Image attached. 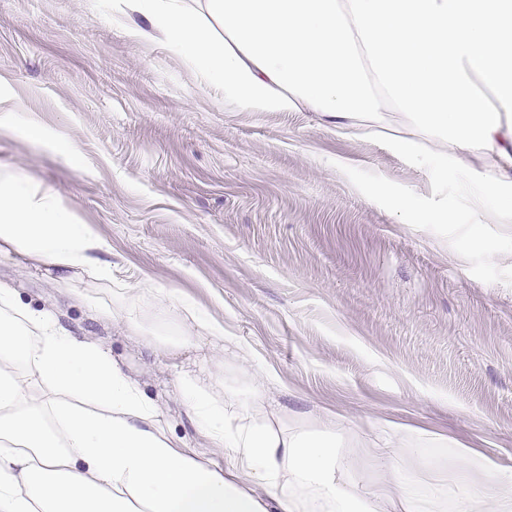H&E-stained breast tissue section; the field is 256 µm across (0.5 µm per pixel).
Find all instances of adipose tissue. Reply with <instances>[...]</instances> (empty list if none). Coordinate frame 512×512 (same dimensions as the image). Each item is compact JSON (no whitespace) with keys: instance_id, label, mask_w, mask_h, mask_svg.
Here are the masks:
<instances>
[{"instance_id":"1","label":"adipose tissue","mask_w":512,"mask_h":512,"mask_svg":"<svg viewBox=\"0 0 512 512\" xmlns=\"http://www.w3.org/2000/svg\"><path fill=\"white\" fill-rule=\"evenodd\" d=\"M242 110L317 113L340 135L388 142L417 162L471 164V208L512 224V0H125ZM219 23L216 36L210 22ZM100 241L24 173L0 179V255L112 275ZM245 388L187 373L176 391L223 461L177 446L158 406L96 342L0 288V512H439L431 486L370 449L380 491L336 416L294 425L270 372L233 354ZM486 480L478 483L475 472ZM461 508L512 512V472L462 448Z\"/></svg>"}]
</instances>
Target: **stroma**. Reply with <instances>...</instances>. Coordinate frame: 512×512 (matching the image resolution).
<instances>
[{
    "instance_id": "1",
    "label": "stroma",
    "mask_w": 512,
    "mask_h": 512,
    "mask_svg": "<svg viewBox=\"0 0 512 512\" xmlns=\"http://www.w3.org/2000/svg\"><path fill=\"white\" fill-rule=\"evenodd\" d=\"M139 21L119 0H0V176L51 191L112 265L98 280L1 256L0 285L97 340L205 453L177 380L238 372L174 310L190 300L277 375L287 414L334 412L360 448L386 442L383 422L409 426L397 466L458 512L456 445L512 470V235L471 210L466 168L336 135L314 112L234 109L160 37H128ZM146 280L141 332L94 315Z\"/></svg>"
}]
</instances>
